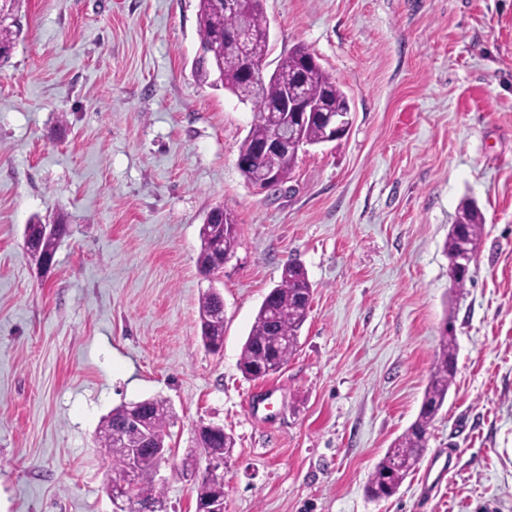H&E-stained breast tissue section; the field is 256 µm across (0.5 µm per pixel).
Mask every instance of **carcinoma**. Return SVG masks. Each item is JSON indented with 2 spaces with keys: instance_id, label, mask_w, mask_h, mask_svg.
<instances>
[{
  "instance_id": "cac0c4a2",
  "label": "carcinoma",
  "mask_w": 512,
  "mask_h": 512,
  "mask_svg": "<svg viewBox=\"0 0 512 512\" xmlns=\"http://www.w3.org/2000/svg\"><path fill=\"white\" fill-rule=\"evenodd\" d=\"M268 24L263 10V0H244V8L239 12L224 10V0H199L198 36L203 55L199 59V69L205 76L215 68L214 61L220 60L217 81L230 91L239 101L260 98L275 103L285 94H300L321 103L325 112H347L349 100L345 92L321 66L308 63L315 56L303 45L294 47L280 58L270 80L262 86H255L244 76L241 50L236 34L246 29L251 34L248 54L263 59L269 52L266 37ZM302 135L309 145L326 141L328 127L319 116L312 117L301 126ZM271 134L267 123L255 118L246 137L238 147V158L248 161L239 166L247 183L252 186L266 179L270 163L255 154V147ZM484 229V216L473 202L465 203L456 217L455 224L448 231L445 243L446 252L455 256L465 246L477 247ZM67 230L64 217L54 222V230L44 232V225L36 221L26 226L31 239V248L44 256H54L61 237ZM201 250L197 257V267L201 274L210 276L220 269L218 261L226 253H234L237 235H224V227L210 224L201 230ZM312 287L303 266L297 262L285 265L281 280L265 297L252 328L242 346L239 368L243 376L250 380L260 378L258 372L265 370L270 375L280 370L294 355L298 347L300 330L307 319L304 302L311 296ZM219 297L207 291L199 303L201 339L214 345L224 341V321L215 316ZM456 369L453 348L452 326L444 328L442 349L424 392L423 403L415 422L387 449L371 474L367 492L373 499L393 496L405 477L418 464L427 447L428 430L442 408L452 385ZM147 424L154 430L168 435L171 424L170 407L163 398H148L144 405ZM122 422V410L117 407L107 416L98 431V441L102 448H109L115 440ZM197 445L213 454L230 455L235 440L232 435L220 432L206 436ZM152 453L145 452L143 466L139 473V496L151 504L164 502V492L153 483L151 467ZM197 449L187 450L181 464L183 477L194 480L196 500L206 502L221 495V490L213 483L196 473Z\"/></svg>"
}]
</instances>
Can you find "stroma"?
<instances>
[{
	"instance_id": "1",
	"label": "stroma",
	"mask_w": 512,
	"mask_h": 512,
	"mask_svg": "<svg viewBox=\"0 0 512 512\" xmlns=\"http://www.w3.org/2000/svg\"><path fill=\"white\" fill-rule=\"evenodd\" d=\"M199 0H20L0 60V512H112L95 437L113 408L168 400L167 512L199 426L235 439L224 512H512V0H264V67L306 46L350 99L344 137L276 191L238 147L255 119L200 77ZM485 218L464 287L444 243ZM239 226L198 271L211 209ZM66 215L49 272L29 220ZM312 285L299 348L245 379L241 347L284 266ZM224 301V346L199 301ZM452 322L456 376L415 471L366 494L416 419ZM237 232L224 237L222 224H209L201 230V250L197 257V267L201 274L210 276L221 267L218 265L220 258L224 257L220 265H223L233 254L237 245ZM230 253V254H224ZM219 297L207 291L202 295L199 303V318L201 323V339L203 344L206 342L214 345H222L224 341V321L219 317H224V307L215 312L216 305L219 303ZM219 317H213V315ZM212 316L211 320L208 317Z\"/></svg>"
}]
</instances>
